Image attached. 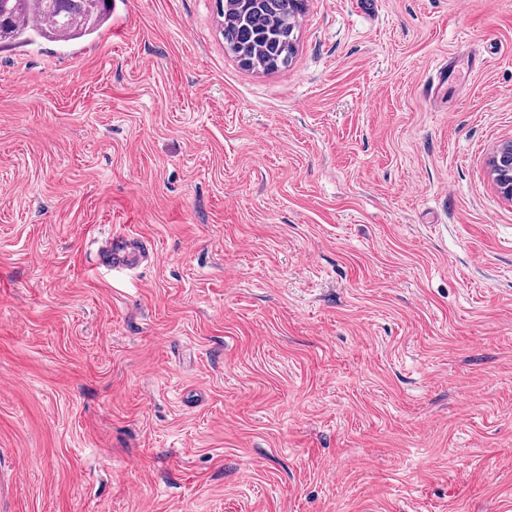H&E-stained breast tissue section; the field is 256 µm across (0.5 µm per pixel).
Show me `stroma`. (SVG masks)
<instances>
[{
    "label": "stroma",
    "instance_id": "1",
    "mask_svg": "<svg viewBox=\"0 0 512 512\" xmlns=\"http://www.w3.org/2000/svg\"><path fill=\"white\" fill-rule=\"evenodd\" d=\"M115 11L0 47V512H512V0H307L270 72ZM490 166L502 197L512 203V142L491 157ZM112 238V248L106 250L100 257V264L103 268L112 271V275L119 272L128 270L134 261L143 259L144 255L139 251V254L130 255L123 248H120L118 243L123 244L118 240Z\"/></svg>",
    "mask_w": 512,
    "mask_h": 512
}]
</instances>
